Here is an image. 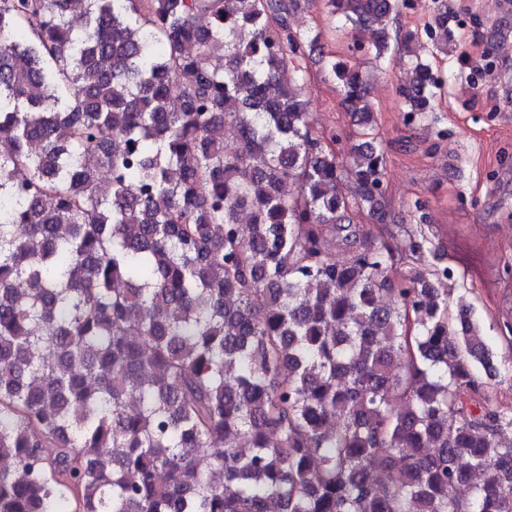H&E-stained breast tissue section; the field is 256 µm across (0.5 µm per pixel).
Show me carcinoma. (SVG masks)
<instances>
[{
    "label": "carcinoma",
    "mask_w": 512,
    "mask_h": 512,
    "mask_svg": "<svg viewBox=\"0 0 512 512\" xmlns=\"http://www.w3.org/2000/svg\"><path fill=\"white\" fill-rule=\"evenodd\" d=\"M73 2L0 0V512H512V409L448 268L356 245L385 195L359 68L322 58L341 159L297 0ZM330 5L388 52L398 0ZM317 52L307 60V77L305 94L310 101L309 123L316 133L329 139L336 136V151L343 154L349 148L352 140L349 139L357 126L354 125L350 112L340 104V96L336 85L321 71Z\"/></svg>",
    "instance_id": "cac0c4a2"
}]
</instances>
